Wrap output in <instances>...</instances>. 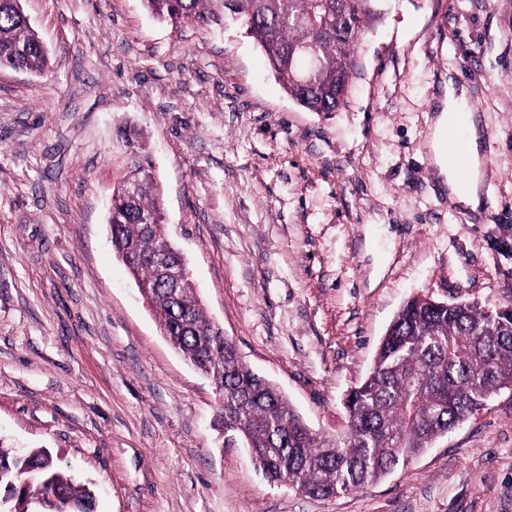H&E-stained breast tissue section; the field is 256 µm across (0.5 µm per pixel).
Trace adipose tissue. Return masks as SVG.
I'll use <instances>...</instances> for the list:
<instances>
[{"label": "adipose tissue", "instance_id": "adipose-tissue-1", "mask_svg": "<svg viewBox=\"0 0 512 512\" xmlns=\"http://www.w3.org/2000/svg\"><path fill=\"white\" fill-rule=\"evenodd\" d=\"M465 96L464 90L456 88L454 82H447L445 93L439 105V113L428 140V149L433 163L438 167L448 191L467 208L475 210L483 204L482 157L483 139L476 125H469V155L464 173H457L447 165L444 152L448 137L450 114L456 110Z\"/></svg>", "mask_w": 512, "mask_h": 512}]
</instances>
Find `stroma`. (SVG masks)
<instances>
[{"label": "stroma", "instance_id": "1", "mask_svg": "<svg viewBox=\"0 0 512 512\" xmlns=\"http://www.w3.org/2000/svg\"><path fill=\"white\" fill-rule=\"evenodd\" d=\"M49 56L0 68V448L49 449L95 512H512V390L362 490L311 497L224 447L220 396L112 248V191L150 168L208 316L316 432H344L416 294L512 302V0H379L347 103L311 112L244 25L143 0H21ZM453 76L484 207L426 142Z\"/></svg>", "mask_w": 512, "mask_h": 512}]
</instances>
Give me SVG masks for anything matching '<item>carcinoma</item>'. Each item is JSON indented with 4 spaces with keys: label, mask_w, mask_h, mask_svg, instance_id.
Segmentation results:
<instances>
[{
    "label": "carcinoma",
    "mask_w": 512,
    "mask_h": 512,
    "mask_svg": "<svg viewBox=\"0 0 512 512\" xmlns=\"http://www.w3.org/2000/svg\"><path fill=\"white\" fill-rule=\"evenodd\" d=\"M143 2L165 20L241 21L293 100L310 112H335L346 103L356 47L377 0ZM47 65L45 47L19 0H0V66L41 71ZM160 212L157 186L135 198L124 184L114 189L112 246L139 256L130 271L154 289L163 329L183 357L224 389V428L247 434L271 480H286L316 497L364 489L512 388V307L443 306L421 296L402 306L369 376L349 393L346 432L322 437L242 361L232 340L216 335L189 279L176 288L158 282L161 262L185 265L163 225L144 228ZM2 485L16 498L11 512H93L91 493L66 477L46 448L23 458L0 450Z\"/></svg>",
    "instance_id": "carcinoma-1"
}]
</instances>
